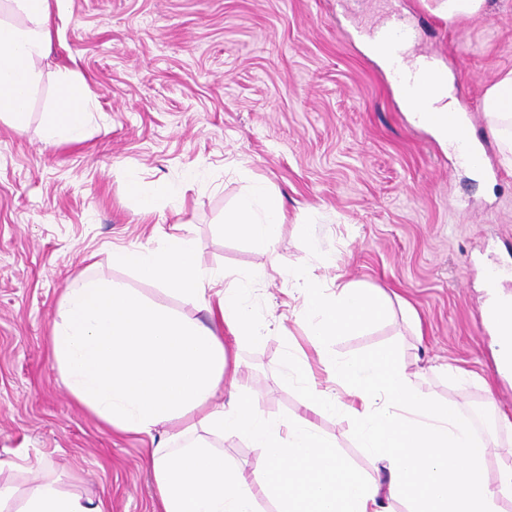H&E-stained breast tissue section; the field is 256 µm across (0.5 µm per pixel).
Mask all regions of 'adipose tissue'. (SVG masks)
<instances>
[{
  "mask_svg": "<svg viewBox=\"0 0 512 512\" xmlns=\"http://www.w3.org/2000/svg\"><path fill=\"white\" fill-rule=\"evenodd\" d=\"M17 2L38 24L24 29L0 19V112L19 123L50 32L48 0ZM368 49L382 65L399 68L398 97L413 120L422 124L430 114L457 113L454 128L434 124L431 132L447 146L478 151L467 119L457 112L451 81L442 79L433 90L425 85L434 62L408 59L406 42L392 54L374 37ZM482 110L512 171V69L485 91ZM87 111L79 90L62 82L57 109L46 122L48 135H81ZM284 219L281 198L257 183L225 215L224 233L265 255L273 251ZM112 263L173 287L192 302L206 300L210 279L187 240L166 238L150 249L117 247ZM265 276V268L258 267L235 279L212 326L174 316L106 280L69 289L61 300L52 336L59 376L101 423L149 436L157 427L175 429L189 421L208 432L245 436L263 451L248 471L201 442L180 448L168 447L163 439L154 442L149 463L159 512H259L258 488L274 502L275 512H384L386 499L407 500L408 512H500V498L512 496V466H505L498 485L490 486L486 444L454 410L436 405L404 368L388 366L387 356L342 358L330 349L331 338L346 328L386 318L391 301L379 290L345 284L328 293L312 280L299 286L296 317L308 326L313 349L343 394L318 389L296 355H289L287 363L305 381L312 414L353 419L360 448L386 472V480L352 473L337 457L334 440L310 418L278 422L254 406L228 366L219 331L227 329L238 342L260 337L243 292L251 280ZM496 309L502 317L489 322L488 329L499 361L512 352V294L499 285L488 289L483 305L487 313ZM221 390L226 401L212 405ZM18 501L15 512H105L102 504L51 483L37 485Z\"/></svg>",
  "mask_w": 512,
  "mask_h": 512,
  "instance_id": "adipose-tissue-1",
  "label": "adipose tissue"
}]
</instances>
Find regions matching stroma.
Here are the masks:
<instances>
[{
	"instance_id": "obj_1",
	"label": "stroma",
	"mask_w": 512,
	"mask_h": 512,
	"mask_svg": "<svg viewBox=\"0 0 512 512\" xmlns=\"http://www.w3.org/2000/svg\"><path fill=\"white\" fill-rule=\"evenodd\" d=\"M436 0H50V42L23 128L0 115V485L42 482L104 501L106 512H156L150 442L107 429L60 383L50 336L67 289L106 278L186 320L206 311L162 283L112 267L115 247L175 235L218 275L270 269L243 297L263 335L235 345L245 394L274 420L304 415L296 351L319 388L326 375L298 324L295 287L349 282L397 294L383 322L335 338L341 357L390 351L416 385L489 446L496 485L512 463V380L498 375L482 316L486 269L512 291V173L481 100L512 69V0H487L448 22ZM414 35L411 57L452 74L485 160L458 161L401 107L392 75L364 49L391 19ZM89 98L77 140L45 126L61 79ZM265 183L286 221L273 252L224 234V215ZM141 180L176 189L154 212L129 193ZM360 473L377 477L351 421L317 418ZM194 439L252 470L242 437Z\"/></svg>"
}]
</instances>
